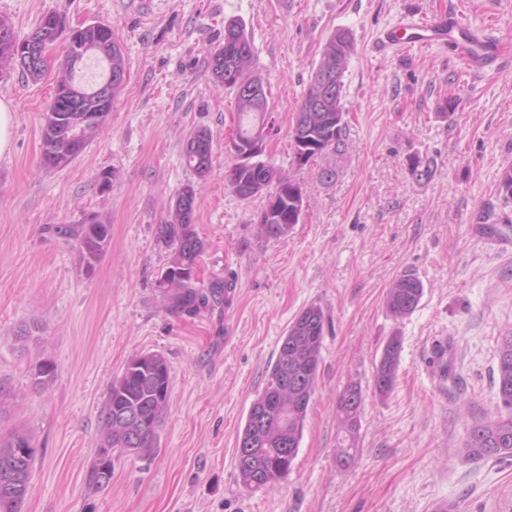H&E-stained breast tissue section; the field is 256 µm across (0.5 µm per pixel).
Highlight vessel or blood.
I'll list each match as a JSON object with an SVG mask.
<instances>
[{"label": "vessel or blood", "instance_id": "vessel-or-blood-1", "mask_svg": "<svg viewBox=\"0 0 512 512\" xmlns=\"http://www.w3.org/2000/svg\"><path fill=\"white\" fill-rule=\"evenodd\" d=\"M381 41L388 47L445 44L476 70L498 64L501 57L498 45L485 29L474 27L456 15L432 19L408 15L398 27L387 30ZM449 353L448 341L444 338L432 348L431 368L437 380L443 381L448 377L451 370Z\"/></svg>", "mask_w": 512, "mask_h": 512}]
</instances>
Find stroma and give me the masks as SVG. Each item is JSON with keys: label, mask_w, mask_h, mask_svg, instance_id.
Listing matches in <instances>:
<instances>
[{"label": "stroma", "mask_w": 512, "mask_h": 512, "mask_svg": "<svg viewBox=\"0 0 512 512\" xmlns=\"http://www.w3.org/2000/svg\"><path fill=\"white\" fill-rule=\"evenodd\" d=\"M449 12L488 26L505 47L496 72L469 70L445 47L380 44L406 14ZM48 13L67 30L111 25L127 74L100 134L67 167L49 169L40 144L53 82L0 71V100L16 112L12 151L0 160V436L26 433L36 450L23 512H436L448 503L512 512V457L453 452L468 428L502 411L494 372L512 331V200L498 184L512 167V0H0V19L21 36ZM233 19L266 84L275 126L266 155L304 197L299 224L280 240L256 231L262 199L224 187L235 100L206 56ZM339 28L355 38L345 145L301 165L290 130ZM197 128L214 142L203 180L183 159ZM415 158L429 162L430 179L411 176ZM189 182L204 242L198 276L230 283L222 305L190 316L157 287L169 252L155 238ZM93 215L111 236L89 272L60 228ZM477 224L495 225L510 248L490 246ZM403 275L424 292L396 320L384 298ZM310 305L324 312V340L300 448L283 480L246 490L238 435L289 323ZM23 325L34 331L21 343ZM393 335L397 380L382 398L374 374ZM441 337L453 349L444 382L429 366ZM146 352L164 354L170 371L157 446L116 461L111 482L92 488L109 387ZM46 358L57 374L39 389L30 372ZM352 382L364 401L357 460L344 470L336 405Z\"/></svg>", "instance_id": "1"}]
</instances>
